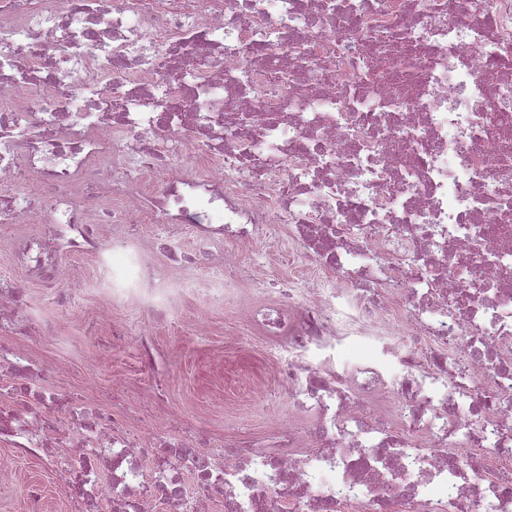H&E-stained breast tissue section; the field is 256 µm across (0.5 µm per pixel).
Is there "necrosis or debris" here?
I'll use <instances>...</instances> for the list:
<instances>
[{
  "label": "necrosis or debris",
  "mask_w": 512,
  "mask_h": 512,
  "mask_svg": "<svg viewBox=\"0 0 512 512\" xmlns=\"http://www.w3.org/2000/svg\"><path fill=\"white\" fill-rule=\"evenodd\" d=\"M0 224L34 229L0 240V446L65 512H512V0H0ZM115 251L102 296L154 325L190 292L268 336L287 419L214 451L66 394L25 285ZM302 264V260L298 258L288 262L287 253L278 265L274 267L261 268L258 273L261 277L268 280L281 281L288 279V276L296 275L301 270ZM377 353V340L374 336H355L344 345L339 360L345 363L361 362Z\"/></svg>",
  "instance_id": "obj_1"
}]
</instances>
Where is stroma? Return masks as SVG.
<instances>
[{
	"label": "stroma",
	"mask_w": 512,
	"mask_h": 512,
	"mask_svg": "<svg viewBox=\"0 0 512 512\" xmlns=\"http://www.w3.org/2000/svg\"><path fill=\"white\" fill-rule=\"evenodd\" d=\"M32 305H44L59 342L41 347L42 355L56 359L63 370L64 388L75 391L86 376H94L103 393L116 382H129L126 400L138 407L141 397L153 393L155 378L138 373L134 349L113 346L99 313L104 298L85 295L67 313L54 314L43 286H32ZM156 360H163L171 347L182 352L172 368H159L164 388L160 398L165 410L183 413L203 422L214 438L222 440L235 432L264 431L271 414L287 415L288 405L276 382L277 362L268 351L264 336L242 323L230 311L210 308L195 297H186L178 316L167 324L150 327ZM8 462L14 482L0 488V512H26L31 489L44 495L47 512H64L58 474L44 470L39 459L18 458L0 447V461Z\"/></svg>",
	"instance_id": "1"
}]
</instances>
